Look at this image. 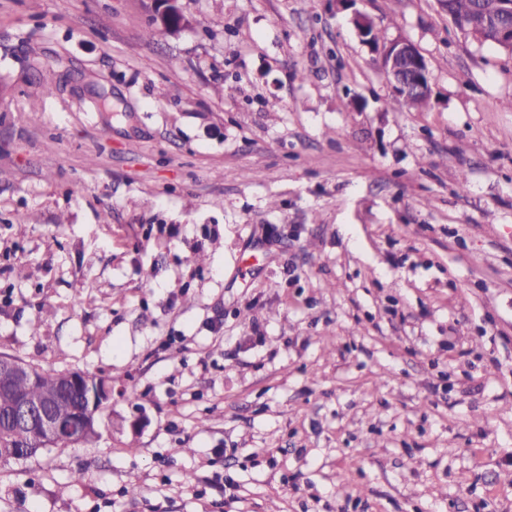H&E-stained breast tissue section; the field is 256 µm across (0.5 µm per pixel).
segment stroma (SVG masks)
Wrapping results in <instances>:
<instances>
[{
    "instance_id": "stroma-1",
    "label": "stroma",
    "mask_w": 512,
    "mask_h": 512,
    "mask_svg": "<svg viewBox=\"0 0 512 512\" xmlns=\"http://www.w3.org/2000/svg\"><path fill=\"white\" fill-rule=\"evenodd\" d=\"M178 4L0 0V354L114 388L0 512H512V53L438 0ZM388 53L391 65L398 72L395 81L396 86H401L405 74L414 77L419 91H427L431 88L429 70L425 58L417 50L416 46L408 41L395 40L389 43ZM395 88V99L408 111H423L429 106L426 96L416 94L408 87Z\"/></svg>"
}]
</instances>
